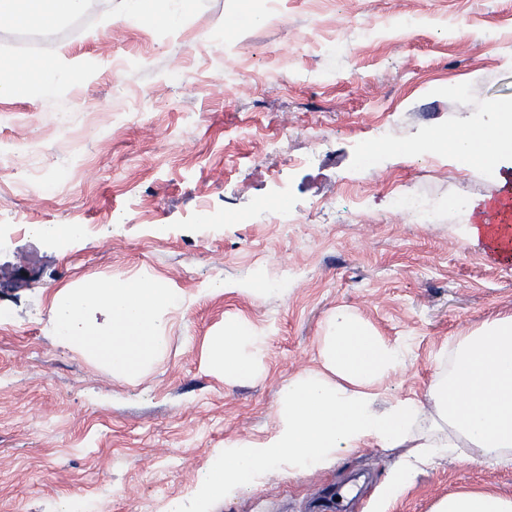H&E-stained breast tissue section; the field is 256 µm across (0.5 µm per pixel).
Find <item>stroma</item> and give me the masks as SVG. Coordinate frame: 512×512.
Listing matches in <instances>:
<instances>
[{"label": "stroma", "mask_w": 512, "mask_h": 512, "mask_svg": "<svg viewBox=\"0 0 512 512\" xmlns=\"http://www.w3.org/2000/svg\"><path fill=\"white\" fill-rule=\"evenodd\" d=\"M189 0L172 26L133 24L125 0H88L59 27L0 32V72L54 64L59 48L81 67L51 96L0 95V224H88L86 238L19 237L0 253V512H166L189 499L212 458L235 439L271 429L281 387L314 367L329 311L354 308L384 336L411 343L389 389L424 396L448 337L512 313V263L460 240L454 225L497 197L499 180L426 150L464 126L491 128L512 113V0ZM306 49H297L298 39ZM123 61L114 74V61ZM180 65L188 78L173 82ZM71 113L70 134L55 127ZM388 127L387 139L378 131ZM323 153L298 163L313 137ZM282 139L280 153L263 142ZM377 147L382 168L360 165ZM38 158L18 187L11 168ZM60 179L55 196L44 180ZM414 188L432 223L395 212L393 190ZM266 196L291 213L335 198L323 224L195 222L251 211ZM463 198V206L448 208ZM150 270L178 289L166 350L137 380L62 344L59 293ZM287 270L282 291L249 296L235 283ZM228 283L213 292V280ZM266 338L263 369L236 384L206 366L229 317ZM402 451L368 448L337 465L267 475L201 512H321L332 489L364 476L349 512H369ZM512 496V468L468 460L425 467L389 512H433L453 491Z\"/></svg>", "instance_id": "stroma-1"}]
</instances>
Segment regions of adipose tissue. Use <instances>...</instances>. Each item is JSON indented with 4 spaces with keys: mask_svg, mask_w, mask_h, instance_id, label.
Segmentation results:
<instances>
[{
    "mask_svg": "<svg viewBox=\"0 0 512 512\" xmlns=\"http://www.w3.org/2000/svg\"><path fill=\"white\" fill-rule=\"evenodd\" d=\"M83 5L84 0H0V16L49 27ZM77 74L73 62L63 69L14 67L0 77V94L35 85L49 96L63 77ZM433 148L453 155L466 169L491 172L500 155L512 150V128H459ZM454 232L497 259H512L511 225L458 224ZM180 300L176 289L142 271L69 289L53 305V329L63 344L132 381L164 353L166 318ZM94 307L109 311L107 328L88 321ZM263 347V336L247 322H226L211 339L207 366L226 382L247 380L262 370ZM408 355L407 339L382 336L350 308L332 311L319 339L317 368L297 373L282 387L266 436L230 442L213 459L194 502L232 497L274 472L293 476L321 470L363 448L404 451L371 512H385L424 466L440 458L512 468V314L490 317L450 337L421 400L385 391ZM434 512H512V497L463 489L441 498Z\"/></svg>",
    "mask_w": 512,
    "mask_h": 512,
    "instance_id": "adipose-tissue-1",
    "label": "adipose tissue"
}]
</instances>
